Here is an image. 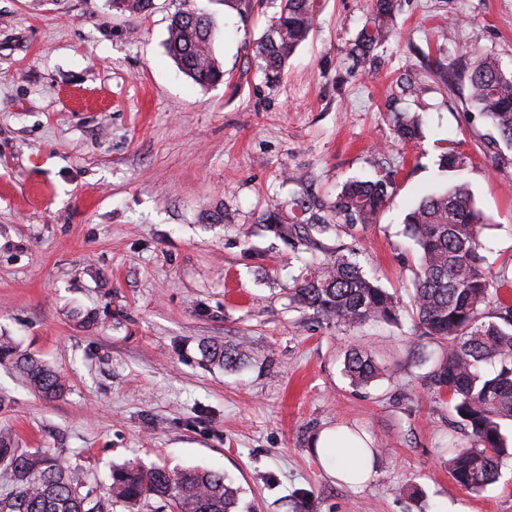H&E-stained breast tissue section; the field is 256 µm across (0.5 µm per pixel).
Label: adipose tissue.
Returning <instances> with one entry per match:
<instances>
[{
    "mask_svg": "<svg viewBox=\"0 0 512 512\" xmlns=\"http://www.w3.org/2000/svg\"><path fill=\"white\" fill-rule=\"evenodd\" d=\"M314 451L323 462L328 474L349 485L367 482L372 473L373 451L346 429L322 431L314 442Z\"/></svg>",
    "mask_w": 512,
    "mask_h": 512,
    "instance_id": "adipose-tissue-1",
    "label": "adipose tissue"
}]
</instances>
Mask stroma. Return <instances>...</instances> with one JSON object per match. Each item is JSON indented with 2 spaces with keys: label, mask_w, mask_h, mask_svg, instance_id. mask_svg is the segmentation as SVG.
Here are the masks:
<instances>
[{
  "label": "stroma",
  "mask_w": 512,
  "mask_h": 512,
  "mask_svg": "<svg viewBox=\"0 0 512 512\" xmlns=\"http://www.w3.org/2000/svg\"><path fill=\"white\" fill-rule=\"evenodd\" d=\"M218 33L223 82L181 73L165 41L175 0L132 15L112 0H0V339L68 380L48 402L0 366V427L68 458L102 493L113 467L210 468L238 512H512V457L475 493L452 480L468 444L428 386L436 343L414 345L417 256L405 214L467 182L488 223L481 253L512 299V148L436 74L477 56L512 70V0H398L393 33L362 61L348 50L367 0H319L308 39L267 87L252 45L270 9L197 0ZM418 113L423 139L390 143ZM468 157L440 171L444 148ZM309 173L335 196L392 173L379 223L244 239ZM223 205L231 220L206 214ZM324 250L358 253L398 293L399 319L351 329L291 304L293 278ZM208 345L241 348L224 366ZM382 370L353 387L346 352ZM368 435L374 478L336 485L313 450L326 427Z\"/></svg>",
  "instance_id": "obj_1"
}]
</instances>
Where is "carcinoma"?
Segmentation results:
<instances>
[{
	"label": "carcinoma",
	"mask_w": 512,
	"mask_h": 512,
	"mask_svg": "<svg viewBox=\"0 0 512 512\" xmlns=\"http://www.w3.org/2000/svg\"><path fill=\"white\" fill-rule=\"evenodd\" d=\"M179 0L168 29L167 50L178 69L200 85L218 83L224 71L212 53L213 21L209 14ZM129 13L147 12L152 0H113ZM396 0H369L364 24L351 55L364 57L390 35L389 21ZM316 18L315 0H279L266 35L255 45L252 61L266 83L278 82L288 59L307 39ZM471 105L512 145V71L490 55L469 63ZM422 138L419 120L406 113L395 117L392 139ZM439 165L459 170L465 156L454 150L440 155ZM309 176H290L299 186L288 204L261 216L264 229L277 236L319 231L333 224H375L388 207L394 179L349 181L335 199L323 201L305 188ZM405 235L418 254L412 295L415 341L435 340L444 350L430 375L433 392L448 402L470 429L472 443L452 449L449 473L462 487L481 492L494 483L502 459L512 445L505 432L512 425V303L499 298L496 282L484 268L480 237L481 213L464 184L453 185L422 198L406 213ZM295 279L291 300L298 308L343 328L366 321L397 320L399 298L369 277L354 254H328L306 264ZM208 355L221 363L237 360L236 349L212 346ZM10 365L26 386L45 399L66 391L64 377L39 359L20 354L0 342V365ZM380 367L368 353L345 354L344 372L356 386L378 376ZM150 499L167 503L172 512H236L237 490L225 483L224 473L212 469L145 468L128 463L112 471L104 495L87 489L85 472L68 459L39 449L21 448L9 429H0V512H112L115 503L130 512Z\"/></svg>",
	"instance_id": "cac0c4a2"
}]
</instances>
